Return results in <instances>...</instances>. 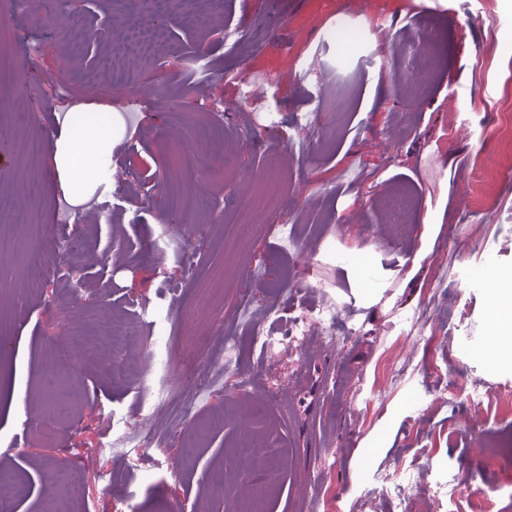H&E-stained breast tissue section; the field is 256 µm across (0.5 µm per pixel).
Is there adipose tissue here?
I'll use <instances>...</instances> for the list:
<instances>
[{
    "label": "adipose tissue",
    "mask_w": 512,
    "mask_h": 512,
    "mask_svg": "<svg viewBox=\"0 0 512 512\" xmlns=\"http://www.w3.org/2000/svg\"><path fill=\"white\" fill-rule=\"evenodd\" d=\"M112 149V121L108 114L80 113L76 124L66 127L55 156L60 173L82 169L83 174L71 178L68 188L73 197H84L97 183L111 177L104 158ZM491 331L479 349V356L492 364L512 360V277L497 271L488 274Z\"/></svg>",
    "instance_id": "1"
}]
</instances>
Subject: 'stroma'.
<instances>
[{"label":"stroma","instance_id":"1","mask_svg":"<svg viewBox=\"0 0 512 512\" xmlns=\"http://www.w3.org/2000/svg\"><path fill=\"white\" fill-rule=\"evenodd\" d=\"M176 11L157 58L114 72L112 47L92 66L58 37L92 23L86 0L0 9V126L13 129L0 145V267L12 273L0 282V473L27 489L0 512H49L72 468L84 490L71 512H226L218 488L249 435L279 470L268 512H469L493 491V512H512V457L497 453L512 439V403L477 410L454 385L512 390V362L474 353L490 330L486 275L512 269V0H387L354 15L357 35L339 44L328 36L340 0H279L273 27L264 0H219L215 14L208 0H181ZM429 28L438 70L416 98L402 48ZM78 112L115 121L112 179L85 207L55 162ZM201 125L222 138L221 157L188 140ZM34 136L45 145L32 170L18 145ZM156 175L161 184L139 182ZM400 188L411 207L397 233L380 199ZM176 194L213 202L178 211ZM174 213L181 229L166 222ZM31 248L47 257L37 290L23 286ZM63 254L72 271L59 269ZM330 304L332 328L268 359L244 347L237 373L219 371L221 332L245 335L251 318L278 336ZM138 314L161 363L143 384L116 385L83 342ZM394 352L399 380L385 390ZM186 359L210 389L160 413L152 448L129 466L119 437L138 429L148 392L168 396ZM50 369L65 408L52 421ZM220 410L224 425L197 435ZM187 441L191 463L170 472ZM380 475L427 490L451 479L459 492L404 504L373 495Z\"/></svg>","mask_w":512,"mask_h":512}]
</instances>
